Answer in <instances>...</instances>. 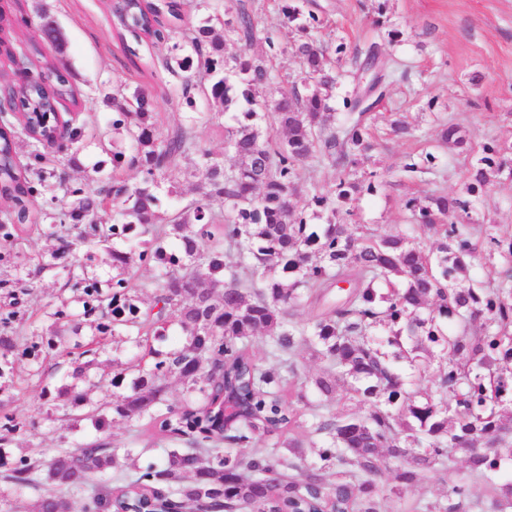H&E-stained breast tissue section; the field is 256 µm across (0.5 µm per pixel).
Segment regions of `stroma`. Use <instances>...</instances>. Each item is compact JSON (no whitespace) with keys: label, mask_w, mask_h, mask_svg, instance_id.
Returning <instances> with one entry per match:
<instances>
[{"label":"stroma","mask_w":512,"mask_h":512,"mask_svg":"<svg viewBox=\"0 0 512 512\" xmlns=\"http://www.w3.org/2000/svg\"><path fill=\"white\" fill-rule=\"evenodd\" d=\"M255 14L263 37L252 53L267 49L266 38L281 46L298 39V32L284 22L273 0H240ZM305 7L322 25L320 39L345 44L348 53L373 43L388 59L392 74L386 96L375 108L379 145L365 163L382 183L374 195L360 196L356 220L390 231L405 221L407 198L442 189L455 192L471 154L448 150L444 176L424 175L410 180L400 165L404 157L420 152L436 139L437 118H451L465 127L474 148L490 139H512V0H307ZM52 16L61 31L63 45L41 40V14ZM114 22L111 0H0V39L26 50L30 76L44 74L45 63L67 73L75 101L63 102V117L85 124L81 144L68 149L47 148L34 157L24 134L16 136L17 162L23 176L37 168L54 171L41 189L42 199L62 196L56 179L64 174L68 186L81 187L100 158L97 142L112 132V95L148 91L159 114V126L167 130L180 123L186 110L179 94L181 79L165 66L169 43L139 45L137 63H130ZM400 118L415 129L407 141L384 134L388 121ZM481 224L512 229V176L501 175L479 202L473 214ZM42 254L47 268L30 279L31 258ZM68 257L62 256L55 239L34 233L17 242L0 261V306L18 300L21 308L43 313L47 306L73 301L68 287ZM136 352L132 343L105 340L83 377L72 374L63 358L18 354L1 367L12 383L7 391L9 409L25 423L4 448L8 460H50L60 447L74 448L94 441L127 448L138 444L146 459L153 438L143 420L119 421L102 427L91 420L68 419L67 406L74 397L98 404L111 399L113 387L94 388L101 375L112 372L116 361H127Z\"/></svg>","instance_id":"35a3bbf8"}]
</instances>
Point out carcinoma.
Here are the masks:
<instances>
[{"instance_id":"obj_1","label":"carcinoma","mask_w":512,"mask_h":512,"mask_svg":"<svg viewBox=\"0 0 512 512\" xmlns=\"http://www.w3.org/2000/svg\"><path fill=\"white\" fill-rule=\"evenodd\" d=\"M284 20L306 31L321 21L303 14L299 0H282ZM122 28L136 42L154 40L152 20L159 5L120 0ZM227 28L240 45L234 53L216 34ZM260 32L244 6L224 18L215 0L202 25L184 41H173L166 66L188 73L182 101L192 108L199 93L231 113L224 127V159L203 149L197 132L214 124L213 112H189L184 122L161 133L144 89L114 101L112 140L98 142L106 159L94 168L88 191H68L40 209L51 235H69L112 257L117 274L102 281L94 255L73 253L68 283L82 311L63 303L40 340L15 304L0 309V360L25 351L94 354V341L71 340L83 329L91 336H124L143 350L139 359L112 372V386L131 379L126 393L89 409L74 398L70 416L100 424L147 418L154 435L168 441L164 456L144 465L132 448L93 442L59 448L43 466L28 459L10 464L0 453V512L9 497L45 481L56 492L42 496L33 512H382L379 477L397 497L431 472L453 468L455 452H469L471 475L484 482L498 512L512 509V482L499 483L503 461L512 460V234L485 230L477 236L467 221L504 169L512 171V142L481 147L459 190H435L404 203L407 224L383 232L352 224L354 196L374 194L380 182L362 170L376 147L371 99H381L384 68L377 46L351 58L352 89L342 99V118L331 105L337 78L327 68V48L313 38L295 44L303 69L284 92L271 61L281 52L269 37L267 51L250 55ZM191 44L197 60L183 54ZM74 96L59 74L51 85L31 84L15 103L38 128L44 144L57 122L59 101ZM270 106L258 112L257 106ZM439 143L466 150L467 130L444 123ZM336 170L334 189L306 179L305 164ZM134 167L141 180L128 184L121 173ZM445 171L441 157L427 150L405 157L409 179ZM200 178L198 197L180 201L178 177ZM45 176L29 180L16 163L13 128L0 132V199L9 203L0 222V242L11 245L34 231L28 204ZM177 203L161 207L159 190ZM220 200V211L211 201ZM326 217L323 224L313 218ZM435 237L431 248L421 238ZM487 253L485 279L469 274V262ZM154 276L139 282L133 268ZM350 284L345 296L332 288ZM316 310L298 318L299 306ZM178 326L184 342L155 348ZM386 336V341L378 336ZM264 342L268 368L254 355ZM308 349L326 363L315 378L301 371ZM439 356L447 366L433 388L420 395L408 387L395 361L417 363ZM183 388L181 404L167 403L168 380ZM365 406L361 414L330 407L339 384ZM242 408L231 421L224 400ZM0 399V446L24 423ZM305 429L319 449L321 464H307L303 443L291 437ZM89 491L92 504H79ZM464 484L448 489L444 503L423 500L413 512H459L467 507Z\"/></svg>"}]
</instances>
